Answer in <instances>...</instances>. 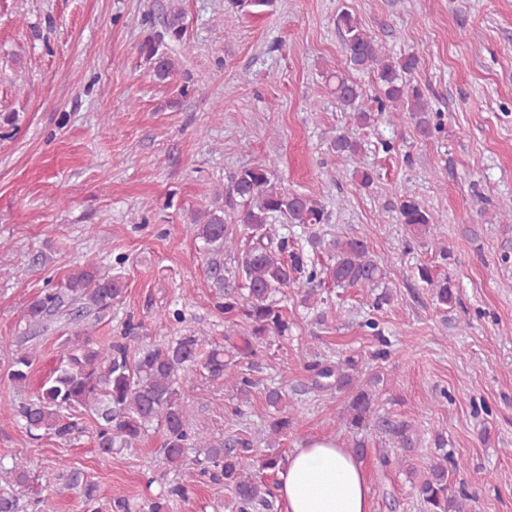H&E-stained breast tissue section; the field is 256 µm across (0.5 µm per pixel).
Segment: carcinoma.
I'll return each mask as SVG.
<instances>
[{
    "mask_svg": "<svg viewBox=\"0 0 512 512\" xmlns=\"http://www.w3.org/2000/svg\"><path fill=\"white\" fill-rule=\"evenodd\" d=\"M274 0H228L225 10V35L233 34L230 17L252 9L270 7ZM336 26L343 35L348 64L357 71L373 74L383 97L377 100V111L363 105L361 86L338 71L326 72L336 100L352 111L357 128L375 121V114H392V122L407 119L424 137L440 131V116L433 113L421 88L407 82L406 76L420 64L415 54L393 57L386 53L352 14L342 11L336 16ZM183 35L182 16L173 10L161 32L149 37L141 53L154 76L166 80L176 71L177 63L167 45ZM402 104L397 110L396 104ZM363 150L362 142L351 133H341L329 143V151L352 158ZM399 222L413 231H421L436 223L435 215L402 187L395 188ZM242 227L241 238L228 224L229 219ZM329 214L322 202L311 196L276 187L265 166H243L230 176L225 207L194 213L195 238L203 242L209 255L208 266L216 288L215 309L224 319L239 317L249 328L248 335L261 343L271 336H286L293 323L288 320L277 294L298 283L307 286L306 300L324 302L318 287L328 281L337 288H376L384 271L372 258L368 234L333 238L325 241L312 236V250H322L328 262L318 263L304 248L295 244L285 233L286 226L302 228L326 224ZM418 279L432 290L437 308L448 311L457 301L455 285L433 266L417 267ZM123 289L112 276L96 268H82L72 273L65 283L42 291L27 305V321L40 325L52 317L67 312L72 315L74 330L67 340L68 353L41 384L37 395L19 405L10 404L3 411L24 421L26 429L44 431L61 441L69 440L78 430L74 412L84 409L95 416L96 448L104 456H112L116 448H131L149 428L162 430L160 448L162 462L178 469L184 465L188 452L197 450L213 467L211 477L224 481L235 495L237 512H268L274 507L273 473L285 458L271 450L251 447L238 441L226 448L215 445L188 424L192 406L188 394L179 384V374L201 367L209 377L234 384L240 399L251 394L253 383L237 370L235 361L225 357L224 348L215 347L200 355V337L181 336L161 345L135 346L127 337L137 334L141 324L128 322L124 336L97 349L91 347L90 336L82 326V313L105 310L121 297ZM32 355L15 354L8 372L10 384H26ZM308 367L327 389L336 387L350 394L346 413L341 416L343 428L353 437L354 447H365V439L380 426L375 415L373 396L359 383L355 363L351 359L332 366L319 361ZM285 393L271 390L266 398L277 417L269 424V435L279 437L288 432L303 417V411L290 406L283 408ZM58 466L68 470V485L82 488L86 502L93 503L97 487L85 480L84 474L66 462ZM463 464L445 452L428 467L414 483L425 512H472L473 496L465 490H455L448 482L449 474ZM32 490L31 477L18 465L0 464V512H23L21 500ZM184 499L187 489L171 485L166 495L148 503L146 512H165L171 498Z\"/></svg>",
    "mask_w": 512,
    "mask_h": 512,
    "instance_id": "cac0c4a2",
    "label": "carcinoma"
}]
</instances>
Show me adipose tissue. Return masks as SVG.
Wrapping results in <instances>:
<instances>
[{
  "mask_svg": "<svg viewBox=\"0 0 512 512\" xmlns=\"http://www.w3.org/2000/svg\"><path fill=\"white\" fill-rule=\"evenodd\" d=\"M275 476L283 512H372L362 460L334 439L294 449Z\"/></svg>",
  "mask_w": 512,
  "mask_h": 512,
  "instance_id": "obj_1",
  "label": "adipose tissue"
}]
</instances>
